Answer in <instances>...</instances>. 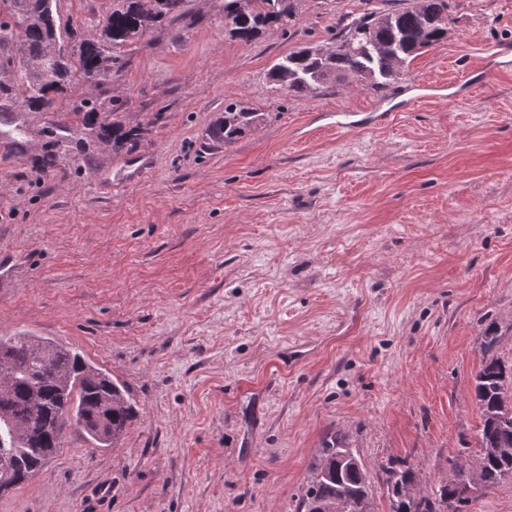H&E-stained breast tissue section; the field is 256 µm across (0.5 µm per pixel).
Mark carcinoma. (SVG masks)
I'll list each match as a JSON object with an SVG mask.
<instances>
[{"mask_svg": "<svg viewBox=\"0 0 512 512\" xmlns=\"http://www.w3.org/2000/svg\"><path fill=\"white\" fill-rule=\"evenodd\" d=\"M187 0H114L112 11L95 31L80 35L61 28L51 0H10L11 12L0 17V44L17 47L16 82H0V112H54L58 99L74 85H100L121 71L127 55L143 36L186 13ZM294 0H224V21L230 38L251 42L271 26H286ZM448 0H412L402 9H369L342 15L333 42L305 44L272 65L266 79L276 89L307 96L329 84L353 80L383 90L403 76L418 51L448 36ZM85 134L119 148L136 140L115 107L101 115L86 100L77 108ZM263 113L239 101L207 129V145L229 146L252 132ZM493 324L483 332L482 366L474 394L481 412L480 447L506 448L507 455H476L481 478L497 487L512 479V362L496 353ZM9 426L0 432V493L34 477L48 456L60 447L65 428L78 425L96 448H112L134 421L137 408L124 387L90 364L76 350L26 333L0 336V410ZM345 448L338 438L327 441L313 464V477L301 492L297 512H336L347 496L349 512H375L368 468L336 470V456ZM449 477L428 488L409 468H393L386 478L390 512H458L448 500Z\"/></svg>", "mask_w": 512, "mask_h": 512, "instance_id": "1", "label": "carcinoma"}]
</instances>
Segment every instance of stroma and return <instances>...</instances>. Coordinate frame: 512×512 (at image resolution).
<instances>
[{
	"label": "stroma",
	"instance_id": "1",
	"mask_svg": "<svg viewBox=\"0 0 512 512\" xmlns=\"http://www.w3.org/2000/svg\"><path fill=\"white\" fill-rule=\"evenodd\" d=\"M404 3L296 0L287 28L245 43L224 0H189L65 112L0 115L28 128L0 142V335L75 348L138 409L113 448L69 426L0 512H296L337 433L389 512V468L429 485L477 454L487 323L512 361V68L481 67L512 45V0H449L447 41L383 92L265 78L339 16ZM111 4L54 13L86 31ZM400 93L427 101L403 112ZM84 98L119 105L137 143L57 138ZM232 100L264 119L209 149Z\"/></svg>",
	"mask_w": 512,
	"mask_h": 512
}]
</instances>
